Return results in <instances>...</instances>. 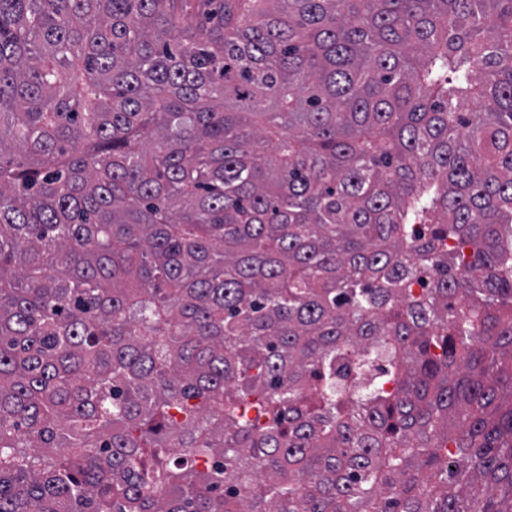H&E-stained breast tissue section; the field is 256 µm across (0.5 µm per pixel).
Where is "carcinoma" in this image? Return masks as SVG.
Returning a JSON list of instances; mask_svg holds the SVG:
<instances>
[{"label": "carcinoma", "instance_id": "cac0c4a2", "mask_svg": "<svg viewBox=\"0 0 512 512\" xmlns=\"http://www.w3.org/2000/svg\"><path fill=\"white\" fill-rule=\"evenodd\" d=\"M0 512H512V0H0Z\"/></svg>", "mask_w": 512, "mask_h": 512}]
</instances>
